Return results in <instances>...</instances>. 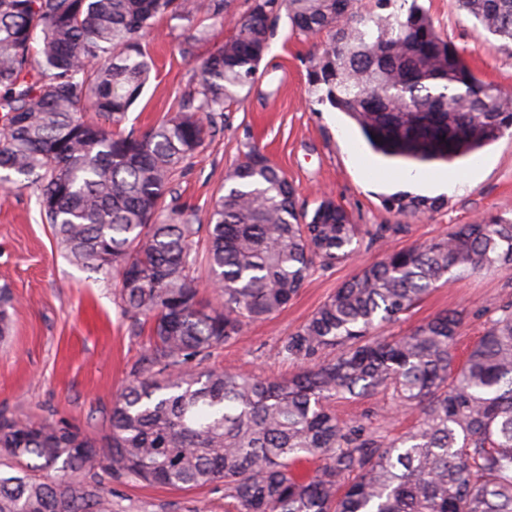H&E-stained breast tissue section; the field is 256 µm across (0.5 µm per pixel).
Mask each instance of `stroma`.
Instances as JSON below:
<instances>
[{
  "instance_id": "1",
  "label": "stroma",
  "mask_w": 512,
  "mask_h": 512,
  "mask_svg": "<svg viewBox=\"0 0 512 512\" xmlns=\"http://www.w3.org/2000/svg\"><path fill=\"white\" fill-rule=\"evenodd\" d=\"M420 4L480 78L512 90V57L459 11L457 0H420ZM193 28L201 36L188 58L180 47L189 30L159 20L146 40L155 67L129 109L124 128L146 130L178 109L184 94L195 85L197 62L232 33L231 25L204 14ZM330 39L326 31L317 35L293 31L287 17H280L250 94L230 107L216 132L186 161L170 204L194 209L199 223H206L227 171L256 146L286 174L299 206L306 210L330 199L362 228L401 224L405 230L364 241L352 260L316 268L284 310L249 325L242 341L216 349L202 362L190 363V370L288 376L300 365L280 355L284 338L361 267L387 253L446 237L459 224L491 215L512 219L509 136L479 153L483 164L479 176L454 193L438 196L436 211L403 216L387 209L385 199L397 193L390 171L365 172L356 167L353 153L366 147L357 126L323 101L310 84L312 59ZM347 136L353 140L349 148L343 143ZM1 282L10 284L17 304L12 336L0 345V412L48 418L80 426L94 437L101 435L131 368L146 352L149 337L128 335L115 280L86 272L67 259L28 188L0 187ZM509 301L512 270L477 273L433 289L389 332L404 334L442 311H457L464 317L456 346V355L462 359L495 317L496 306ZM336 414L343 421L363 424L369 434L386 438L405 433L417 418L387 394L338 401ZM101 482L112 512H225L227 508L220 481L190 490L117 480L106 474Z\"/></svg>"
}]
</instances>
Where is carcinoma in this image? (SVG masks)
Returning a JSON list of instances; mask_svg holds the SVG:
<instances>
[{"label":"carcinoma","instance_id":"1","mask_svg":"<svg viewBox=\"0 0 512 512\" xmlns=\"http://www.w3.org/2000/svg\"><path fill=\"white\" fill-rule=\"evenodd\" d=\"M229 0H0V185H31L70 262L120 288L128 331L154 322L142 362L113 402L99 439L76 426L0 414V512H112L100 473L194 488L224 481L236 512H512V303L454 356L463 317L440 313L402 336H382L438 283L512 268V220L460 224L448 237L387 254L345 281L287 336L285 359L328 357L287 379L185 366L245 326L288 306L310 273L350 258L362 231L332 200L298 207L284 173L258 147L234 165L208 224L166 203L183 164L251 90L270 21L331 33L310 71L312 86L346 113L370 147L419 163L473 155L512 129V100L478 78L418 0L406 11L362 13L356 0H252L233 35L197 64L179 108L144 133L120 129L152 71L144 46L158 18H224ZM512 53V0H457ZM424 37L432 56L414 51ZM406 67L422 69L401 85ZM384 87V112L447 108L435 130L367 115ZM401 215L435 202L386 200ZM205 232L215 301L193 276L194 237ZM16 299L0 285V341ZM392 389L418 420L378 440L334 412L337 399ZM322 455L308 481L291 471Z\"/></svg>","mask_w":512,"mask_h":512}]
</instances>
